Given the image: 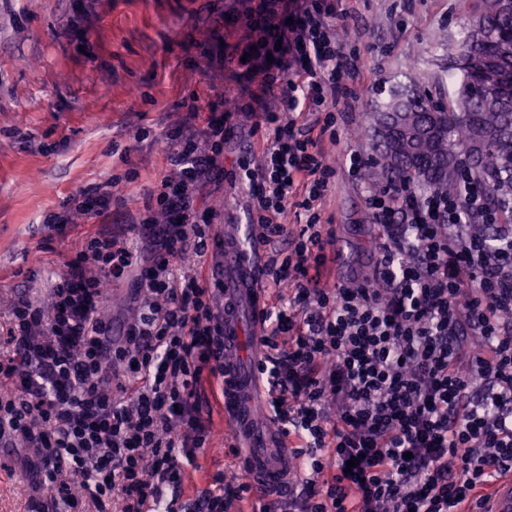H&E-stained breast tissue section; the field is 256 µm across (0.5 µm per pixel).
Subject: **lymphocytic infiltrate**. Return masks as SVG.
Listing matches in <instances>:
<instances>
[{"instance_id": "obj_1", "label": "lymphocytic infiltrate", "mask_w": 512, "mask_h": 512, "mask_svg": "<svg viewBox=\"0 0 512 512\" xmlns=\"http://www.w3.org/2000/svg\"><path fill=\"white\" fill-rule=\"evenodd\" d=\"M256 13L281 47L230 53L260 89L244 108L264 147L234 179L260 242L290 248L266 262V287L290 294L266 309L259 371L302 489L286 502L254 496L251 512H483L512 473V225L493 247L458 234L457 205L371 192L379 275L330 283L320 207L334 170L322 142L339 99L363 89L343 80L334 0H259ZM188 117L204 125L169 151L172 174L142 221L158 242L151 258L89 234L46 299L15 294L0 326V446L35 450L37 512H174L164 490L182 485L204 443L201 396L224 375V318L206 276L173 264L206 255L194 190L218 174L232 115L210 103ZM111 206L98 187L52 221L86 223ZM294 209L299 222L284 223ZM133 270L141 307L116 343L103 286ZM251 490L244 473L212 477L196 512H230Z\"/></svg>"}]
</instances>
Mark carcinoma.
Returning a JSON list of instances; mask_svg holds the SVG:
<instances>
[{"mask_svg":"<svg viewBox=\"0 0 512 512\" xmlns=\"http://www.w3.org/2000/svg\"><path fill=\"white\" fill-rule=\"evenodd\" d=\"M463 2L469 28L448 46L454 94L436 101L414 80L356 137L369 151L372 192L451 199L463 211L460 232L494 245L495 225L512 224V0Z\"/></svg>","mask_w":512,"mask_h":512,"instance_id":"obj_1","label":"carcinoma"}]
</instances>
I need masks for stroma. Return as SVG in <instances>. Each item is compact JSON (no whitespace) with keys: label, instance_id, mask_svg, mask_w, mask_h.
<instances>
[{"label":"stroma","instance_id":"35a3bbf8","mask_svg":"<svg viewBox=\"0 0 512 512\" xmlns=\"http://www.w3.org/2000/svg\"><path fill=\"white\" fill-rule=\"evenodd\" d=\"M342 44L356 60L355 83L365 92L336 107V138L324 141L335 168L321 203L332 238L328 265L336 283L376 275L377 228L366 204L363 176L345 159L359 151L352 133L391 88L426 73L448 87L442 43L466 26L461 0H342ZM251 0H0V295L25 291L40 299L70 258L74 243L95 232L68 225L57 234L50 215L72 207L80 192L111 185L114 203L104 222L140 256L152 239L131 229L128 217L145 210L149 189L169 173L166 132L176 131L192 105L241 100L245 67L225 65L224 46L255 44ZM232 132L218 164L223 180L205 183L197 204L212 208L208 256L218 263L224 224H248V196L230 173L238 160L258 165L262 153L250 124L231 120ZM135 276L109 285L105 313L113 329L135 313ZM206 442L187 466L181 487L169 490L177 512H190L198 492L216 472L232 473L225 451L222 403L201 406ZM38 458L28 448L0 452V512H31L38 495Z\"/></svg>","mask_w":512,"mask_h":512}]
</instances>
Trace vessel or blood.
Segmentation results:
<instances>
[{
  "label": "vessel or blood",
  "instance_id": "b4317fda",
  "mask_svg": "<svg viewBox=\"0 0 512 512\" xmlns=\"http://www.w3.org/2000/svg\"><path fill=\"white\" fill-rule=\"evenodd\" d=\"M261 263L243 254L240 227H224V424L243 444L246 474L257 492L284 494L294 470L278 433L258 420L261 381L255 362L261 357L258 316L265 298ZM491 512H512V475L498 482Z\"/></svg>",
  "mask_w": 512,
  "mask_h": 512
}]
</instances>
